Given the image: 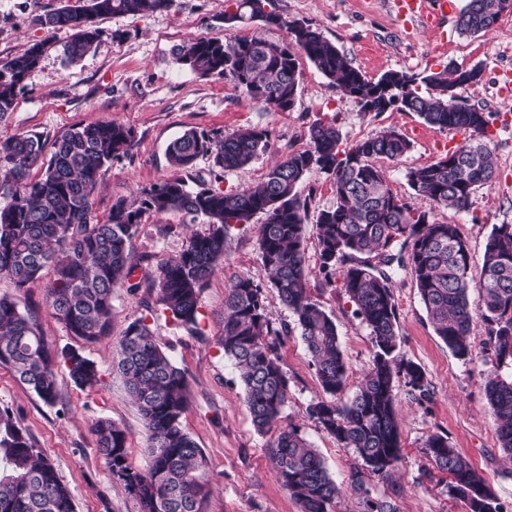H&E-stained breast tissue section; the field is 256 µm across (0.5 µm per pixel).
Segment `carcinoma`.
Instances as JSON below:
<instances>
[{"label":"carcinoma","mask_w":512,"mask_h":512,"mask_svg":"<svg viewBox=\"0 0 512 512\" xmlns=\"http://www.w3.org/2000/svg\"><path fill=\"white\" fill-rule=\"evenodd\" d=\"M175 0H88L79 9L62 7L35 17L47 30L68 28L62 47L67 63L76 64L96 50V19L168 10ZM266 0H236L224 23L243 27L254 22L287 29L290 42L344 94L368 100L378 114L400 102L440 131L465 135L461 145L434 163L410 169L407 181L430 207L469 211L472 195L496 182L491 114L467 103L457 104L456 89L479 81L482 69L448 62L425 75L392 70L372 80L354 67L331 41L310 24L287 21L265 10ZM501 0H465L456 21L462 35H487L500 20ZM51 47L48 40L0 62V120L13 111L27 74ZM289 42L256 37L221 41L199 38L174 49L177 61L205 75L229 79L252 100L286 112L293 107L299 84L297 55ZM308 146L283 157L255 187L224 191L204 182L188 186L173 176L142 190L132 202L116 200L108 213L94 215L95 195L104 167L135 146L134 130L104 122L75 125L57 136L50 156L38 133L0 140V275L19 292L37 286L43 269L53 267L45 286V303L69 335L95 342L112 327V289L130 282L134 242L146 214L181 211L204 218L208 229L193 235L178 255L158 265L143 302L147 312L163 310L191 332L198 328L200 294L217 263L224 259L232 227L264 215L258 227L262 263L293 323L275 326L265 289L237 276L225 284L222 346L239 369L252 423L260 433L275 431L268 446L279 479L301 512H333L341 489L315 448L298 428L281 426L288 403V376L277 355L280 341L299 332L311 356L323 391L330 396L308 409L317 426L353 449L372 473L391 474L402 458L401 426L395 410L394 377L402 374L422 398L429 395L424 371L399 358L398 314L393 276L408 269L437 336L458 358L472 359L470 331L474 312L469 303L471 252L455 224L431 220L390 189L381 159L398 160L412 148L403 134L384 129L350 146L342 143L336 118L312 124ZM271 148L262 127L231 134L187 130L167 147L171 166L193 167L203 155L221 170L241 169ZM318 170L332 184L336 203L316 216L319 272L326 283L339 277V288L353 304V315L370 330L372 363L353 399L334 400L345 388L348 366L334 319L314 301L308 289L303 229L307 202L296 184ZM480 318L487 327L497 364L512 361V224L493 226L485 243L479 282ZM0 365L9 367L41 400H57V369L65 366L75 384L99 382L95 363L73 347L56 350L37 319L22 313L10 295L0 296ZM118 368L135 399L149 440L144 471L128 462V436L110 420L94 424L98 452L112 477L137 496L144 512H205L209 495L201 448L183 430L188 407L184 371L157 343L146 318L125 329ZM485 396L499 421L501 448L512 457V378L491 370ZM424 453L433 467L448 474V493L468 512H499L491 486L445 434H432ZM0 512H74L70 490L53 464L33 448L9 414L0 413ZM350 486L367 497L370 512H395L390 503L370 499L362 472L349 475Z\"/></svg>","instance_id":"carcinoma-1"}]
</instances>
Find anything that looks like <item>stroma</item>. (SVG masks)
Here are the masks:
<instances>
[{"instance_id": "stroma-1", "label": "stroma", "mask_w": 512, "mask_h": 512, "mask_svg": "<svg viewBox=\"0 0 512 512\" xmlns=\"http://www.w3.org/2000/svg\"><path fill=\"white\" fill-rule=\"evenodd\" d=\"M66 3L0 0V61L43 39L55 45L27 75L13 111L0 120V138L36 132L50 143L75 124L114 121L131 126L137 143L102 172L96 215L107 214L117 199L135 200L142 190L172 177L175 170L167 159V146L190 129L227 134L259 126L270 131V152L245 169L223 171L214 167L210 157L201 156L184 174L188 184L203 181L226 190L261 182L271 164L288 152L306 148L310 125L325 116L336 115L346 144L384 129L396 130L411 141L412 149L401 160L384 159L380 165L393 193L411 203L416 197L407 182V171L437 161L463 140L461 133L429 127L410 112L362 111L356 100L343 95L303 56L298 59L296 101L287 112L250 99L230 80L179 64L175 47L195 38L225 40L241 35L273 42L287 40V30L275 25L226 28L224 15L234 11V0H176L168 11L100 18L96 22L100 31L97 50L77 65H65L59 48L69 41L70 30L49 31L36 25L33 18ZM266 9L286 20L311 23L372 79L390 70L422 74L451 61L481 66V80L461 88L459 94L467 103L492 114L489 132L495 143L497 180L492 187L477 190L470 211L436 208L431 214L435 222L458 226L473 257L471 277L479 279L493 225L512 224V111L494 109L500 100L499 76L512 72V12L504 14L496 30L485 36L459 34L455 22H448V36L440 41L418 25L403 23L390 0H268ZM263 220L258 214L249 224L232 230L224 260L200 296L199 329L194 333L161 312L145 317L141 301L149 295V288L133 292L121 287L112 291L110 335L85 344L68 336L53 318L43 288L18 294L10 281L0 276V294L16 295L20 310L37 316L53 346H75L99 371V383L82 389L66 368H59L58 398L48 405L0 365V410L11 414L31 445L55 466L72 492L76 512H142L138 498L109 473L93 431L94 423L105 418L124 427L132 466L147 468L148 436L114 365L125 328L140 317L146 318L162 349L185 374L188 409L182 426L205 458L210 489L207 512H299L269 458V436L258 433L251 423L239 372L221 345L224 284L232 277L246 276L266 285L274 322L292 319L275 289L267 285L268 273L258 245V226ZM205 229L202 218L182 212L145 215L134 254L149 256L152 264H159L183 250L192 233ZM303 237L306 263L312 271L310 294L333 315L348 364L346 386L336 397L337 403L343 404L354 397L371 365L372 340L342 290L326 285L318 272L315 224H305ZM393 295L400 356L421 367L430 396L420 399L403 377L395 378L402 460L390 476L365 473L373 498L389 502L395 512H468L462 501L449 495L447 475L431 474L423 452L430 435L443 433L492 486L499 512H512V461L499 444L498 421L487 403L483 376L484 371L496 367L507 378L512 376V367L497 366L486 345V326L479 319L471 329L472 360L454 356L435 334L409 271L394 277ZM278 355L289 380L283 423L299 428L341 485L335 512H365L363 496L348 483L359 458L353 449L342 447L318 429L308 415L309 406L324 399L325 393L300 336L285 337Z\"/></svg>"}]
</instances>
